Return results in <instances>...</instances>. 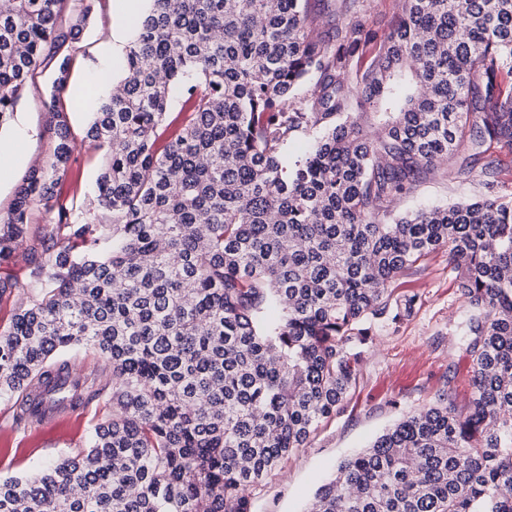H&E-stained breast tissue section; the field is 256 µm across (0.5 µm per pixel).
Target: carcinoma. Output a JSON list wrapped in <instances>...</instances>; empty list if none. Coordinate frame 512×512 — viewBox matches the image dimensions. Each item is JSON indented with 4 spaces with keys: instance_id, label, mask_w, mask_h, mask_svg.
<instances>
[{
    "instance_id": "obj_1",
    "label": "carcinoma",
    "mask_w": 512,
    "mask_h": 512,
    "mask_svg": "<svg viewBox=\"0 0 512 512\" xmlns=\"http://www.w3.org/2000/svg\"><path fill=\"white\" fill-rule=\"evenodd\" d=\"M150 0L87 150L98 207L61 199L74 0L0 11V125L37 68L57 77L51 168L0 224V432L69 414L89 433L0 512H251L250 490L356 385L395 278L439 249L468 304L462 409L444 393L340 462L304 512H512V0H404L369 67L360 0ZM181 106L170 116L173 98ZM300 137L308 152L288 155ZM455 158L484 192L392 217ZM80 286L75 300L73 287Z\"/></svg>"
}]
</instances>
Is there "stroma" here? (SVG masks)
I'll return each mask as SVG.
<instances>
[{
  "mask_svg": "<svg viewBox=\"0 0 512 512\" xmlns=\"http://www.w3.org/2000/svg\"><path fill=\"white\" fill-rule=\"evenodd\" d=\"M112 22L111 5L93 7L84 23L70 83L88 80L102 57L98 34L111 27ZM54 78L53 68L38 69L15 112L0 125L2 135L22 122L31 126V136L23 140L20 150L37 153L45 163L51 161L54 145L53 119L45 106ZM457 168V163L452 162L447 174L427 175L415 194L395 204V214L480 195L478 174H461ZM455 277L444 249L399 276L393 284L395 297L418 295L417 306L399 323L376 320L374 340L352 398L310 436L305 448L289 455L260 486L252 489L253 512H303L340 460L368 446L397 420L433 404L437 394L446 389L456 402L467 400L471 362L461 350L467 307ZM70 432L66 426L23 440V447L34 451L23 465L24 472H36L56 460L68 448Z\"/></svg>",
  "mask_w": 512,
  "mask_h": 512,
  "instance_id": "1",
  "label": "stroma"
}]
</instances>
